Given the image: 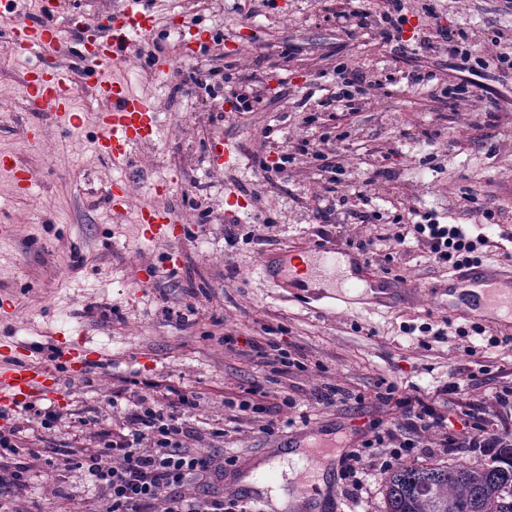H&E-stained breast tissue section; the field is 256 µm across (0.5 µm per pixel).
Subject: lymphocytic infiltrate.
<instances>
[{
  "mask_svg": "<svg viewBox=\"0 0 512 512\" xmlns=\"http://www.w3.org/2000/svg\"><path fill=\"white\" fill-rule=\"evenodd\" d=\"M406 17L401 6L381 18L380 36L398 52L444 50L461 72L459 83L443 92L449 107L472 101L468 73L492 70L502 79L512 78V32H496L489 45L477 47L464 30L435 26L433 38L410 42L403 37ZM414 231L427 246L434 262L451 266L474 264L484 237L470 238L458 225L439 223L431 215L415 222ZM384 401L400 399L411 430L401 440L404 448H417L414 436L443 422L431 404L420 397L398 398L396 386H387ZM195 391L158 393L154 385L137 392L122 430L106 434L97 452L58 459L40 449L23 448L19 425L0 429V499L25 490L31 479L26 457H44L50 468L80 471L106 500L104 512H258L252 502L225 496L215 489L224 467L205 448L206 435L190 418L200 404Z\"/></svg>",
  "mask_w": 512,
  "mask_h": 512,
  "instance_id": "1",
  "label": "lymphocytic infiltrate"
}]
</instances>
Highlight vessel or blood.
I'll return each instance as SVG.
<instances>
[{"label": "vessel or blood", "instance_id": "obj_1", "mask_svg": "<svg viewBox=\"0 0 512 512\" xmlns=\"http://www.w3.org/2000/svg\"><path fill=\"white\" fill-rule=\"evenodd\" d=\"M154 27V17L146 6L106 18L100 29L95 30L77 50L83 75L95 74L100 67L125 57L136 41L151 36ZM60 32V27L51 21L34 26L15 19L6 27L13 51L21 56H48L59 44ZM74 80L73 72L54 64L47 70L28 73L26 92L30 110L37 114L49 113L67 128L77 129L78 117L68 92ZM92 90L105 104L98 114L100 134L94 142L96 151L114 162H131L134 147L152 142L156 133L157 114L152 103L131 95L121 84L107 80L96 81ZM0 171L13 178L20 192L29 191L28 172L15 156L0 154ZM178 222L175 211L168 208L148 206L139 212V223L151 241L170 239ZM345 262L356 268L368 266L359 254L315 245L302 249L297 255L287 251L264 254L259 272L274 283L293 271L314 285L351 290L357 288V281L351 276L337 274ZM448 283L459 301L477 312L481 321L512 320V264L463 265L449 271ZM85 349V344H74L55 362L1 361L0 403L11 405L38 397H55L62 384L56 362L73 364L82 358Z\"/></svg>", "mask_w": 512, "mask_h": 512}]
</instances>
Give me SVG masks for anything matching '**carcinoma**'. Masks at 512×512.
Wrapping results in <instances>:
<instances>
[{
  "instance_id": "1",
  "label": "carcinoma",
  "mask_w": 512,
  "mask_h": 512,
  "mask_svg": "<svg viewBox=\"0 0 512 512\" xmlns=\"http://www.w3.org/2000/svg\"><path fill=\"white\" fill-rule=\"evenodd\" d=\"M383 487V512H512V446L478 465L401 466Z\"/></svg>"
}]
</instances>
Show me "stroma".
<instances>
[{"mask_svg":"<svg viewBox=\"0 0 512 512\" xmlns=\"http://www.w3.org/2000/svg\"><path fill=\"white\" fill-rule=\"evenodd\" d=\"M188 0H151L157 29L170 38L160 53L169 70H155L145 42H138L125 62L107 65L105 76L123 82L147 98L159 114V132L135 152L125 167L100 156L93 141L94 116L102 107L88 83L73 85L76 112L84 120L78 135L54 120L43 122L39 144L23 139L30 121L24 78L40 57L10 56L0 36V153L16 155L27 169L28 194L15 191L0 173V224L13 225L11 241L0 244V293L11 297L13 314L0 321V335L16 346L80 339L92 350L93 371L63 374L60 394L37 401L54 407L65 425L46 441L37 423L23 426L24 445H54L62 453L96 450L99 439L80 431V418L98 417L101 431L115 432L133 402L135 384L201 392L192 416L196 427L223 428L207 439L224 459V493L235 495L246 476L245 465L259 466L279 457V444L306 430L335 433L337 443L360 446L364 436L401 425L402 410L379 394L395 385L400 395L432 401L448 430L479 421L500 431L496 394L512 388V332H499L456 318L448 306V269L436 264L426 245L408 237L398 243L404 224L394 216L413 209L435 215L443 224H465L472 234L489 238L483 261L512 263V81L499 89L496 114L459 105L448 109L425 92H415L409 71L433 72L436 90L457 83L452 60L442 51L399 55L382 44L377 21L387 0H251V14L239 12L240 0H208L196 20L187 18ZM405 37L432 28L427 9L440 23L464 29L476 40L495 29L512 27L505 0H401ZM126 0H58L57 24L67 48H74L87 27L121 11ZM369 13L367 27H346L341 12ZM81 27L68 29L67 17ZM221 38V57L188 55L183 39L192 28ZM359 70L379 82L358 111L322 107L337 64ZM220 67L224 76L218 98L205 91L173 95L179 74L190 68L207 74ZM254 75L265 88L263 102L237 112L239 78ZM307 99L303 113L292 102ZM221 136L237 142L232 164L214 167L209 144ZM324 141L343 167L338 194L310 156H297L273 181L259 175L258 160L276 164L282 151L302 139ZM81 140V152L71 145ZM125 181L129 204L121 222H113L106 191ZM169 185L166 195L154 186ZM479 189L494 211L484 221L463 199ZM330 206L320 219L317 203ZM146 205L172 207L183 223L179 237L160 242L141 238L136 217ZM381 221L366 224L367 212ZM271 220L259 239L248 236L255 217ZM379 243L369 263L395 289L393 307H371L369 289L346 293L330 307L318 289L292 282L279 287L258 272L263 253L312 245L356 249L366 236ZM177 254L170 264L169 254ZM193 304L195 315L183 326L166 309ZM277 342L306 365L305 370L273 378L251 343L265 344L267 329ZM236 337L235 345L223 336ZM458 393H447L449 383ZM332 385L341 392L335 405L308 402L315 389ZM285 391L300 400L285 409L291 427L269 435L264 418L234 413L227 401L242 400L249 389ZM413 455L393 458V466L431 463H483L491 455L479 448L448 450L437 433L423 434ZM382 449L365 452L368 477L359 501L347 496L341 479L333 487L345 512H382V476L376 459ZM31 484L15 503L29 512L40 503L46 512H103L99 491L66 497L81 484L79 471L59 469L47 480L43 462H29Z\"/></svg>","mask_w":512,"mask_h":512,"instance_id":"1","label":"stroma"}]
</instances>
